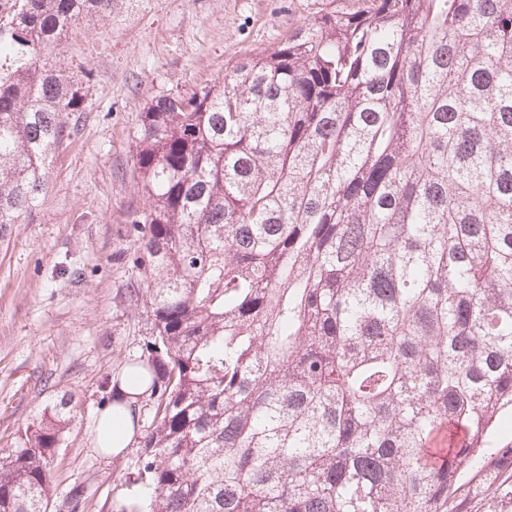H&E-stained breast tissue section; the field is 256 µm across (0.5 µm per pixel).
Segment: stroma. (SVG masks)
Wrapping results in <instances>:
<instances>
[{"instance_id":"stroma-1","label":"stroma","mask_w":512,"mask_h":512,"mask_svg":"<svg viewBox=\"0 0 512 512\" xmlns=\"http://www.w3.org/2000/svg\"><path fill=\"white\" fill-rule=\"evenodd\" d=\"M357 0H118L111 16L80 20L48 57L82 82L87 110L76 136L49 160L40 205L0 240V451L48 406L74 411L53 463L52 512H80L130 495L118 477L135 448L105 455L90 430L105 380L144 341L142 313L122 287L121 215L137 196L132 137L152 98L184 97L224 77L240 58L284 42L321 14Z\"/></svg>"}]
</instances>
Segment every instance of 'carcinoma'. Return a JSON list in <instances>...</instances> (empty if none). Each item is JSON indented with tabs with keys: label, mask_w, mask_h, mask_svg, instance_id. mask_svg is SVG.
Returning a JSON list of instances; mask_svg holds the SVG:
<instances>
[{
	"label": "carcinoma",
	"mask_w": 512,
	"mask_h": 512,
	"mask_svg": "<svg viewBox=\"0 0 512 512\" xmlns=\"http://www.w3.org/2000/svg\"><path fill=\"white\" fill-rule=\"evenodd\" d=\"M116 0H15L0 23V239L86 111L47 67ZM123 214L146 506L107 512H468L512 500V0H364L308 22L132 138ZM73 411L0 454V512H50ZM490 451L512 448V415L506 413L499 421L491 436Z\"/></svg>",
	"instance_id": "obj_1"
}]
</instances>
